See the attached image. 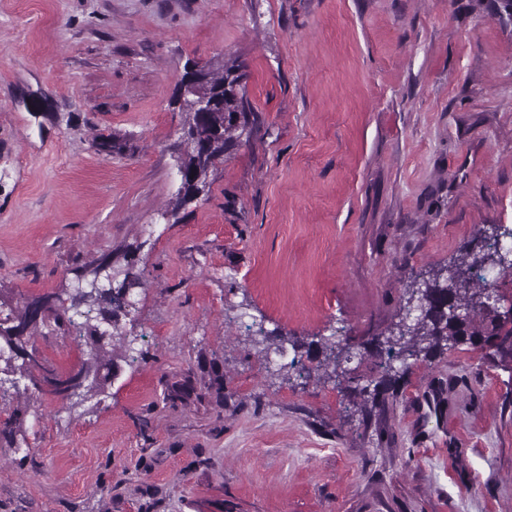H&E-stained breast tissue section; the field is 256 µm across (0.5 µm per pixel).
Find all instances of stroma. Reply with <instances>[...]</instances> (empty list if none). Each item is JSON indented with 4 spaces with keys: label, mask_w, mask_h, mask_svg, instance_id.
<instances>
[{
    "label": "stroma",
    "mask_w": 512,
    "mask_h": 512,
    "mask_svg": "<svg viewBox=\"0 0 512 512\" xmlns=\"http://www.w3.org/2000/svg\"><path fill=\"white\" fill-rule=\"evenodd\" d=\"M189 61L240 66L255 122L177 210ZM501 226L512 0H0V312L139 277L104 394L0 391V512H512V354L392 381L374 343Z\"/></svg>",
    "instance_id": "obj_1"
}]
</instances>
